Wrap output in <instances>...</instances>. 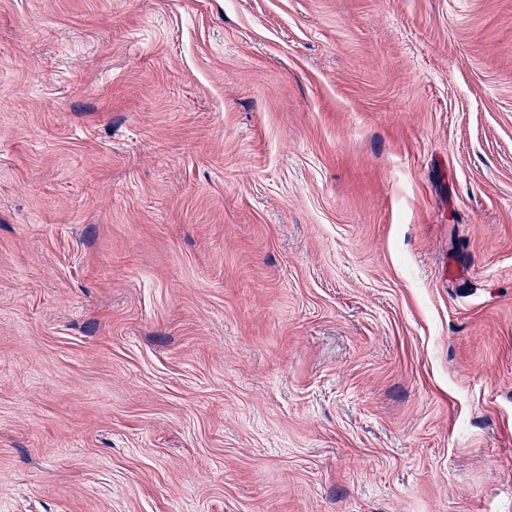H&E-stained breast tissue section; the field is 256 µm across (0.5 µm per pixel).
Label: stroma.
Listing matches in <instances>:
<instances>
[{
    "instance_id": "35a3bbf8",
    "label": "stroma",
    "mask_w": 512,
    "mask_h": 512,
    "mask_svg": "<svg viewBox=\"0 0 512 512\" xmlns=\"http://www.w3.org/2000/svg\"><path fill=\"white\" fill-rule=\"evenodd\" d=\"M0 512H512V0H0Z\"/></svg>"
}]
</instances>
